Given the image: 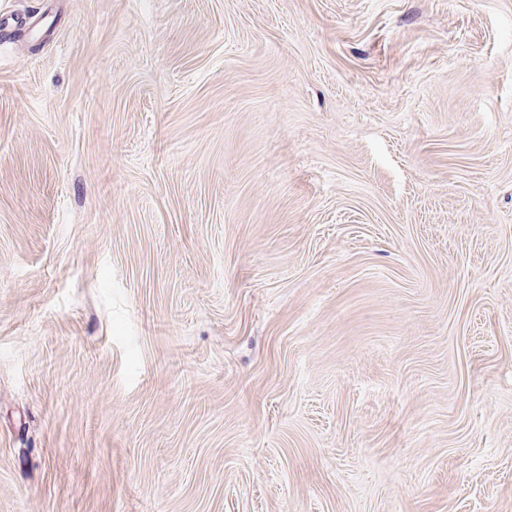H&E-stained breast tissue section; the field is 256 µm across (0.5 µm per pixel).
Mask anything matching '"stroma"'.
<instances>
[{"mask_svg": "<svg viewBox=\"0 0 512 512\" xmlns=\"http://www.w3.org/2000/svg\"><path fill=\"white\" fill-rule=\"evenodd\" d=\"M0 512H512V0H0Z\"/></svg>", "mask_w": 512, "mask_h": 512, "instance_id": "35a3bbf8", "label": "stroma"}]
</instances>
